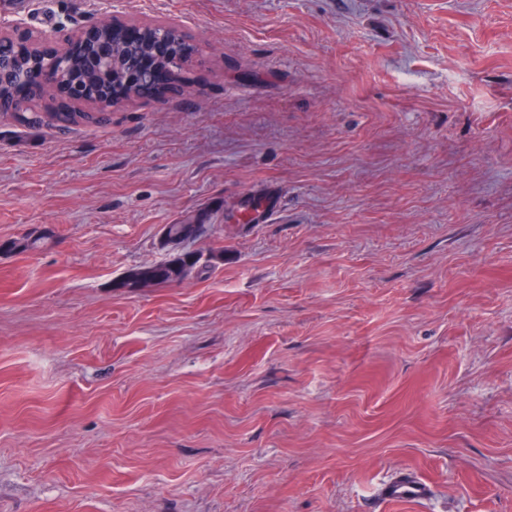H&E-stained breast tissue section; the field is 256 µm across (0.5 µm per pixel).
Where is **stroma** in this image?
I'll return each mask as SVG.
<instances>
[{"instance_id": "stroma-1", "label": "stroma", "mask_w": 512, "mask_h": 512, "mask_svg": "<svg viewBox=\"0 0 512 512\" xmlns=\"http://www.w3.org/2000/svg\"><path fill=\"white\" fill-rule=\"evenodd\" d=\"M200 55L0 116V512H512V0H19ZM222 265L133 293L163 225ZM409 469L432 500L384 503ZM47 118L49 121L44 120V117L35 113L34 116L28 118L25 121L17 122L21 126L36 129L47 123V125L69 127L70 125H78L81 123H93L97 120V117L93 113L89 112H72L67 114H55L48 112ZM198 224H185L181 232L177 235H169L167 228H164L161 233L162 243L165 247L173 249H182L185 245L192 242L196 234V227ZM211 229V225L200 224V232L193 242L206 237Z\"/></svg>"}]
</instances>
